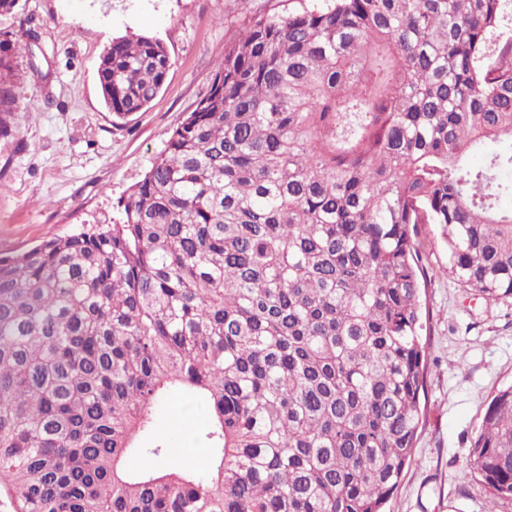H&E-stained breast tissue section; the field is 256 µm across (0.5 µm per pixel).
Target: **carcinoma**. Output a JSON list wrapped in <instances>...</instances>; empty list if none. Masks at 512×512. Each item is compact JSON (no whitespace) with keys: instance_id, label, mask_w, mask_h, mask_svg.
I'll use <instances>...</instances> for the list:
<instances>
[{"instance_id":"carcinoma-1","label":"carcinoma","mask_w":512,"mask_h":512,"mask_svg":"<svg viewBox=\"0 0 512 512\" xmlns=\"http://www.w3.org/2000/svg\"><path fill=\"white\" fill-rule=\"evenodd\" d=\"M507 5L265 0L116 215L0 256L12 512H382L425 386L419 225L459 287L512 299V154L467 161L512 138ZM28 38L0 40V140ZM170 66L113 38L105 107L144 110ZM173 392L210 415L200 468L160 432ZM470 465L512 500V385Z\"/></svg>"}]
</instances>
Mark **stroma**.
Wrapping results in <instances>:
<instances>
[{
  "label": "stroma",
  "instance_id": "35a3bbf8",
  "mask_svg": "<svg viewBox=\"0 0 512 512\" xmlns=\"http://www.w3.org/2000/svg\"><path fill=\"white\" fill-rule=\"evenodd\" d=\"M260 0H20L0 14V33L19 36L27 18L42 51L18 59L19 131L0 141V255L70 233L90 215L115 214L169 132L210 85L226 38ZM160 39L172 65L144 111L114 120L97 68L113 37ZM422 292L428 335L426 382L414 454L385 512H512L469 467L471 445L492 395L512 384V300L488 301L458 288L439 237L423 240ZM173 460L201 465L209 415L174 394L160 410Z\"/></svg>",
  "mask_w": 512,
  "mask_h": 512
}]
</instances>
